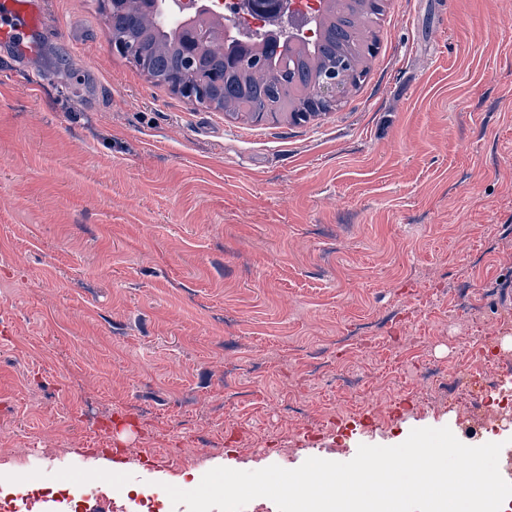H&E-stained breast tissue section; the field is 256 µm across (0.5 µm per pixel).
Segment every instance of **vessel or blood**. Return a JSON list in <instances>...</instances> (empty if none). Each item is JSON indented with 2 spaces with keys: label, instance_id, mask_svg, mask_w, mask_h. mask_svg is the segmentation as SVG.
<instances>
[{
  "label": "vessel or blood",
  "instance_id": "1",
  "mask_svg": "<svg viewBox=\"0 0 512 512\" xmlns=\"http://www.w3.org/2000/svg\"><path fill=\"white\" fill-rule=\"evenodd\" d=\"M45 23L44 0H0V43L12 46L17 55L38 56L40 48L27 34Z\"/></svg>",
  "mask_w": 512,
  "mask_h": 512
}]
</instances>
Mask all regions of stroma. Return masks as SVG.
I'll list each match as a JSON object with an SVG mask.
<instances>
[{
  "label": "stroma",
  "instance_id": "1",
  "mask_svg": "<svg viewBox=\"0 0 512 512\" xmlns=\"http://www.w3.org/2000/svg\"><path fill=\"white\" fill-rule=\"evenodd\" d=\"M45 9L39 59L0 45V477L107 475L88 512H118L122 469L191 490L475 424L414 373L453 354L461 291L512 321V0H386L365 81L300 124L154 85L103 0ZM339 368L415 400L308 439L359 405Z\"/></svg>",
  "mask_w": 512,
  "mask_h": 512
}]
</instances>
